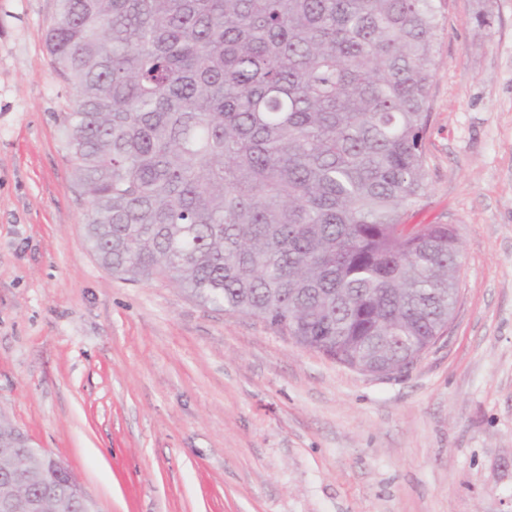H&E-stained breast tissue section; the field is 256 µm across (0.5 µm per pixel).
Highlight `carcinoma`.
I'll use <instances>...</instances> for the list:
<instances>
[{
	"mask_svg": "<svg viewBox=\"0 0 512 512\" xmlns=\"http://www.w3.org/2000/svg\"><path fill=\"white\" fill-rule=\"evenodd\" d=\"M437 0H57L45 34L85 234L354 368L448 326L459 246L425 189ZM54 457L45 479L70 487Z\"/></svg>",
	"mask_w": 512,
	"mask_h": 512,
	"instance_id": "obj_1",
	"label": "carcinoma"
}]
</instances>
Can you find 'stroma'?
<instances>
[{"label":"stroma","mask_w":512,"mask_h":512,"mask_svg":"<svg viewBox=\"0 0 512 512\" xmlns=\"http://www.w3.org/2000/svg\"><path fill=\"white\" fill-rule=\"evenodd\" d=\"M54 10L0 0V414L99 512H512V0L442 4L404 220L456 228L459 301L389 376L101 265Z\"/></svg>","instance_id":"stroma-1"}]
</instances>
